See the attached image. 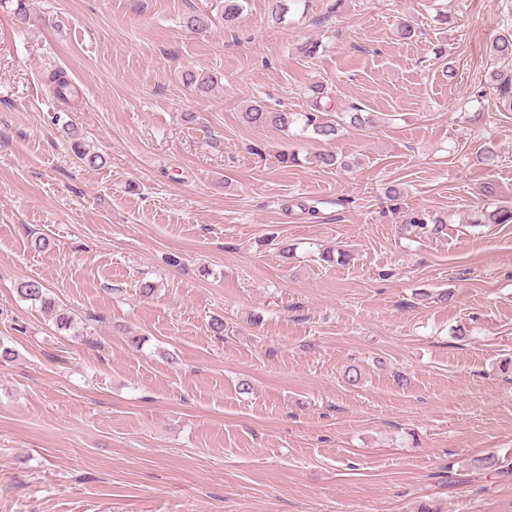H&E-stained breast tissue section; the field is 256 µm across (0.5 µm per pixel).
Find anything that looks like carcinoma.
I'll return each mask as SVG.
<instances>
[{
  "label": "carcinoma",
  "mask_w": 512,
  "mask_h": 512,
  "mask_svg": "<svg viewBox=\"0 0 512 512\" xmlns=\"http://www.w3.org/2000/svg\"><path fill=\"white\" fill-rule=\"evenodd\" d=\"M301 0H271L269 6L271 18L275 21L287 15L290 10L299 5ZM13 7L14 16L23 24L32 23L28 13L26 0H0V7ZM222 19L227 26H231L243 11L241 0H222L220 3ZM493 54L503 60L512 61V28L501 31L492 43ZM182 85L197 96L209 95L214 86L213 76L202 70L187 68L181 72ZM49 91L57 99L68 102L75 95L74 87L68 79L66 72L57 69L47 77ZM311 106L305 112H283L270 109L265 103L256 101L242 113L243 121L253 126H273L289 129L293 125L301 126V131L311 135L312 138L322 142H332L336 139L340 124L336 116L326 111L322 105L326 98L325 87L321 84L309 88ZM66 136L71 140V151L76 162L83 167L98 168L103 164V157L90 147L74 129H67ZM472 224H511L512 206H497L492 210L480 209L471 214ZM17 292L21 298L37 303L48 312L55 313L54 319L58 329L68 331L73 325V319L66 313L55 310V303L49 297L44 284L36 279H28L18 283Z\"/></svg>",
  "instance_id": "1"
}]
</instances>
